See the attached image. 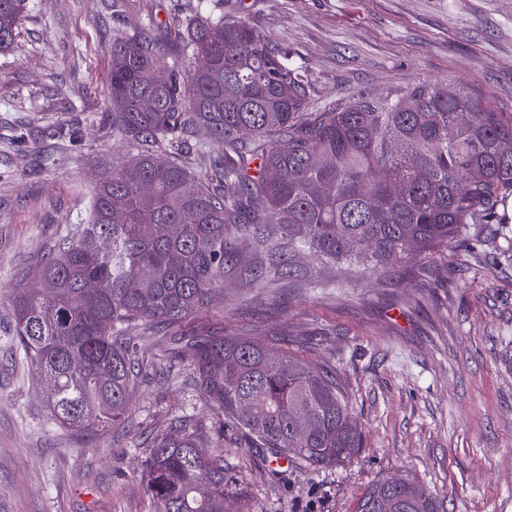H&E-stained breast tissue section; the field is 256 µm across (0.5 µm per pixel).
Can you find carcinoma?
Wrapping results in <instances>:
<instances>
[{"label": "carcinoma", "instance_id": "cac0c4a2", "mask_svg": "<svg viewBox=\"0 0 512 512\" xmlns=\"http://www.w3.org/2000/svg\"><path fill=\"white\" fill-rule=\"evenodd\" d=\"M25 0H0V53ZM167 71L156 85L152 72ZM112 134L128 155L99 179L90 221L69 225L41 270L9 299L16 348L66 429L125 418L142 370L134 330L190 323L224 292V268L250 246L253 285L303 279L297 258L370 273L448 246L471 224H503L512 198V118L479 95L428 82L397 98L309 111L310 77L249 17L196 5L179 27L127 29L112 42ZM469 113L465 123L458 113ZM453 134H448V128ZM204 129L217 151L200 177L181 156ZM120 218H113L114 213ZM181 226L177 235L170 233ZM102 288L91 292L89 282ZM219 439L240 431L273 459L333 466L362 447L336 376L275 344L222 330L175 339ZM308 431L296 433L297 420ZM176 420L156 434L142 475L156 512H225L222 447ZM356 512H440L411 478H381Z\"/></svg>", "mask_w": 512, "mask_h": 512}]
</instances>
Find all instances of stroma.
<instances>
[{"label":"stroma","mask_w":512,"mask_h":512,"mask_svg":"<svg viewBox=\"0 0 512 512\" xmlns=\"http://www.w3.org/2000/svg\"><path fill=\"white\" fill-rule=\"evenodd\" d=\"M191 0H27L0 54V512H153L141 463L173 419L212 422L172 354L179 328L149 330L146 371L125 422L82 435L49 416L43 385L15 355L8 288L35 286L126 143L112 134L113 30L173 24ZM288 48L320 112L403 94L417 81L485 98L512 116V0H224ZM204 326L287 347L335 372L364 441L314 468H272L224 431V474L248 512H355L384 476L410 477L444 512H512V223L476 224L448 248L328 288L252 287L226 269ZM168 381L157 380L159 371Z\"/></svg>","instance_id":"stroma-1"}]
</instances>
